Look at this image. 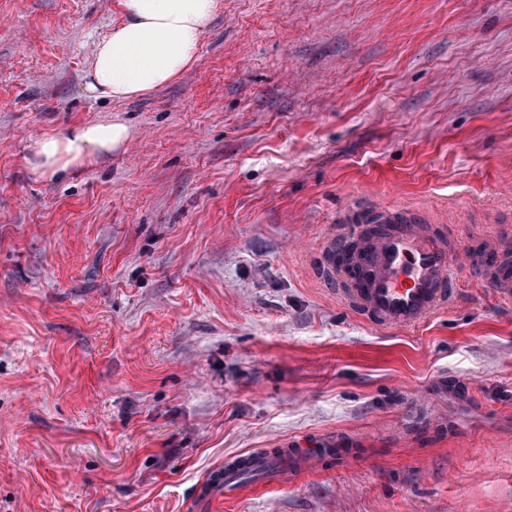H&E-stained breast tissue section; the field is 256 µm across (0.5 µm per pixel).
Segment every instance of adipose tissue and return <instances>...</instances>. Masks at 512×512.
Listing matches in <instances>:
<instances>
[{
  "label": "adipose tissue",
  "mask_w": 512,
  "mask_h": 512,
  "mask_svg": "<svg viewBox=\"0 0 512 512\" xmlns=\"http://www.w3.org/2000/svg\"><path fill=\"white\" fill-rule=\"evenodd\" d=\"M219 0H120L123 20L94 46L86 88L115 102L171 83L195 61L205 27ZM133 128L113 116L78 124L37 140L29 160L42 176H60L96 163L126 146Z\"/></svg>",
  "instance_id": "obj_1"
}]
</instances>
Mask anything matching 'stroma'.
<instances>
[{
  "label": "stroma",
  "mask_w": 512,
  "mask_h": 512,
  "mask_svg": "<svg viewBox=\"0 0 512 512\" xmlns=\"http://www.w3.org/2000/svg\"><path fill=\"white\" fill-rule=\"evenodd\" d=\"M119 0H0V512H512V301L376 328L320 283L345 209L512 239V0H219L195 64L90 98ZM121 113L56 179L31 145ZM346 440L345 455L325 447ZM284 453L281 455L279 470H283L282 474L288 476L294 471L307 469L315 462V457L308 455L304 448H279ZM238 459L245 461L244 468L229 467L230 462ZM274 460L275 458L272 455L257 456L248 451L234 457L226 462L224 466L215 467L197 484L191 507H195L194 503L196 502L213 503L236 496L240 491L239 474L242 471L249 470L258 473L257 480L263 481L268 473L267 471L274 464Z\"/></svg>",
  "instance_id": "1"
}]
</instances>
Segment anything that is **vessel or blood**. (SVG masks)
<instances>
[{
    "mask_svg": "<svg viewBox=\"0 0 512 512\" xmlns=\"http://www.w3.org/2000/svg\"><path fill=\"white\" fill-rule=\"evenodd\" d=\"M342 221L321 243L316 276L341 304L373 325L410 328L452 306L458 288L452 261L458 255L467 269L479 271L497 297L512 299V267L495 240L471 249L450 241L443 226L427 223L422 213L407 207L351 206ZM242 459L244 469L262 477L274 465L290 474L314 463L301 448L285 449L277 462L249 452ZM241 470L212 469L197 484L194 502L236 496Z\"/></svg>",
    "mask_w": 512,
    "mask_h": 512,
    "instance_id": "b4317fda",
    "label": "vessel or blood"
}]
</instances>
